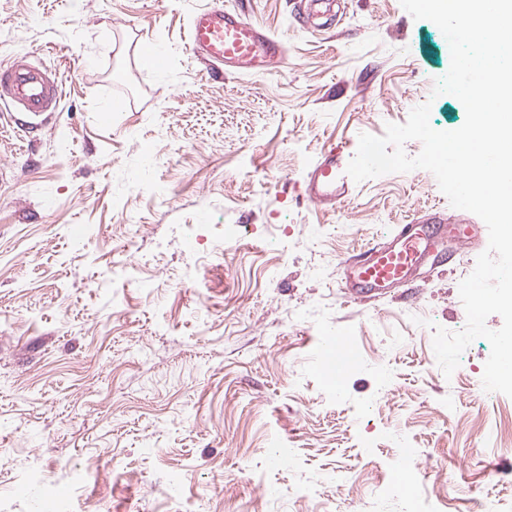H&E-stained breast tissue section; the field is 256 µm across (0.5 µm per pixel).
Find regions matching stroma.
I'll return each instance as SVG.
<instances>
[{"mask_svg":"<svg viewBox=\"0 0 512 512\" xmlns=\"http://www.w3.org/2000/svg\"><path fill=\"white\" fill-rule=\"evenodd\" d=\"M210 2L0 0V68L39 61L62 87L34 131L0 101V501L52 512L24 484L37 469L71 512H408L417 493L512 512V437L495 432L512 398L483 388L490 344L449 377L432 348L433 326L465 327L458 287L486 243L352 302L347 256L457 212L423 169L306 196L321 151L352 159L415 106L463 125L456 97L431 95L447 39L400 0H334V23L218 0L285 49V67L238 74L186 48ZM147 176L172 194L142 191ZM70 224L94 228L81 249ZM134 247L153 293L113 279ZM339 336L360 362L331 396L319 359ZM404 443L418 484L382 494Z\"/></svg>","mask_w":512,"mask_h":512,"instance_id":"stroma-1","label":"stroma"}]
</instances>
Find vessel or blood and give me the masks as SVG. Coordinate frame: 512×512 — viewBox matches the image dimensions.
Wrapping results in <instances>:
<instances>
[{
	"label": "vessel or blood",
	"mask_w": 512,
	"mask_h": 512,
	"mask_svg": "<svg viewBox=\"0 0 512 512\" xmlns=\"http://www.w3.org/2000/svg\"><path fill=\"white\" fill-rule=\"evenodd\" d=\"M188 49L204 63H221L237 73H263L272 58L283 57L275 39L239 13L219 5L196 9L188 28ZM18 104L28 114L40 116L54 108L57 86L43 68L18 64L0 74V97ZM341 152L329 149L309 174L307 194L311 201L333 203L344 197L351 182ZM418 233L400 225L387 241L363 246L343 262L342 292L351 299L375 298L393 286L411 282L418 269L444 252L448 242L475 244L482 240L484 225L472 223L467 211L454 222L430 215Z\"/></svg>",
	"instance_id": "obj_1"
}]
</instances>
